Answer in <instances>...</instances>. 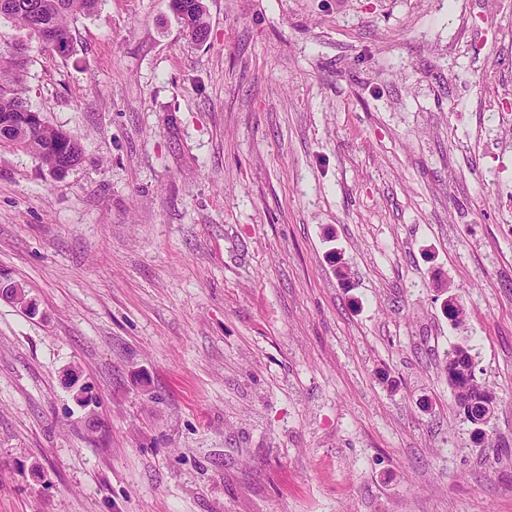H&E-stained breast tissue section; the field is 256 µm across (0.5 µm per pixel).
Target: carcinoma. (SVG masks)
Instances as JSON below:
<instances>
[{"label":"carcinoma","instance_id":"1","mask_svg":"<svg viewBox=\"0 0 512 512\" xmlns=\"http://www.w3.org/2000/svg\"><path fill=\"white\" fill-rule=\"evenodd\" d=\"M100 3L101 0H0V17L25 30L38 49L51 48L66 54L71 43V17L92 15ZM188 4L179 20L184 27L194 28L202 24L204 6L201 0H188ZM32 47L23 43L0 44V130L6 132L0 145L20 148L34 155L52 174H63L79 163V144L65 132L44 123L36 127L24 125V113L31 111V107L18 96L16 86L22 83L26 53ZM445 366L457 397H463L466 389L486 391L476 380L468 349L457 347L447 352Z\"/></svg>","mask_w":512,"mask_h":512}]
</instances>
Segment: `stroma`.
<instances>
[{
  "mask_svg": "<svg viewBox=\"0 0 512 512\" xmlns=\"http://www.w3.org/2000/svg\"><path fill=\"white\" fill-rule=\"evenodd\" d=\"M203 2L28 56L82 159L0 147V512H512V0ZM445 366L448 370V378L457 392V402L460 407V398L464 395V390L468 389L472 392H486L490 394L486 388L480 384L475 377L472 366V357L468 348L457 347L446 353ZM471 368L467 373L456 371L459 367ZM461 388V389H460ZM491 395V394H490Z\"/></svg>",
  "mask_w": 512,
  "mask_h": 512,
  "instance_id": "1",
  "label": "stroma"
}]
</instances>
